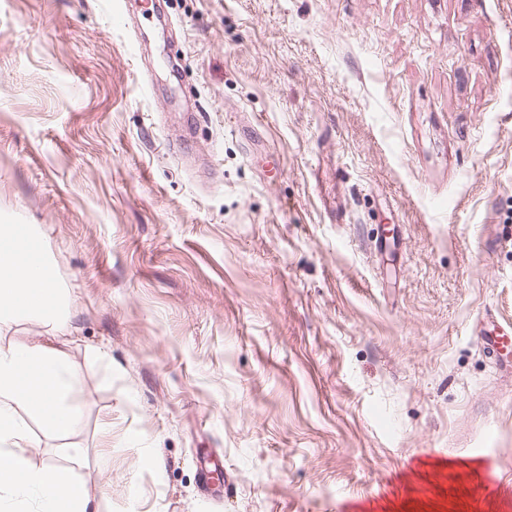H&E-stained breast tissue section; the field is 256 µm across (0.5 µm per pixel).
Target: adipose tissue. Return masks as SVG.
<instances>
[{"label":"adipose tissue","mask_w":512,"mask_h":512,"mask_svg":"<svg viewBox=\"0 0 512 512\" xmlns=\"http://www.w3.org/2000/svg\"><path fill=\"white\" fill-rule=\"evenodd\" d=\"M65 307L42 234L28 224H0V323L33 316L58 324ZM75 378L54 339L0 344V500L30 498L37 512H90L83 482L64 479L52 462L32 464L26 451L27 419L56 436L73 428Z\"/></svg>","instance_id":"ef3b65f1"}]
</instances>
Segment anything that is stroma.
<instances>
[{
	"mask_svg": "<svg viewBox=\"0 0 512 512\" xmlns=\"http://www.w3.org/2000/svg\"><path fill=\"white\" fill-rule=\"evenodd\" d=\"M123 8L0 0V224L77 370L30 456L92 512H512V0ZM65 307L42 234L28 224H0V323L33 316L61 325ZM474 334L482 348L491 355L501 372L512 369V325L486 311L475 325Z\"/></svg>",
	"mask_w": 512,
	"mask_h": 512,
	"instance_id": "1",
	"label": "stroma"
}]
</instances>
